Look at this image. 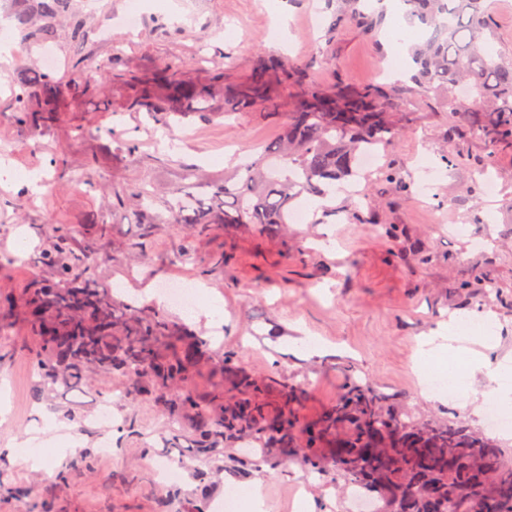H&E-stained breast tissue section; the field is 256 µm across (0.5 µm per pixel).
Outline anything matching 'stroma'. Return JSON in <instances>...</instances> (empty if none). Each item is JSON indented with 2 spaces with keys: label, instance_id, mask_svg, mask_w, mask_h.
Listing matches in <instances>:
<instances>
[{
  "label": "stroma",
  "instance_id": "1",
  "mask_svg": "<svg viewBox=\"0 0 512 512\" xmlns=\"http://www.w3.org/2000/svg\"><path fill=\"white\" fill-rule=\"evenodd\" d=\"M175 13H151L137 33L121 23L128 0H95L100 21L83 43L63 42L53 51L60 60L86 59L84 82L104 89L94 102L65 106L55 127L34 131L11 119V86L30 66L32 54L14 41L18 62L0 69V155L17 172L45 176L42 204L30 205L20 184L0 183V298L29 282L50 277L42 252L52 227L69 225L77 241L95 243L87 266L100 285L136 297L177 323L210 335L206 306L193 314L149 300L159 284L205 281L224 308V332L211 364L198 373L194 387L206 393L219 383L220 352L237 351L242 371L298 388L296 411L311 420L336 402L351 377L409 408L422 421L461 422L486 431L487 413L461 400L429 399L419 390L413 357L420 340L471 309L492 312L501 327L497 355H512V143L488 152L471 139L469 113L449 110L445 95L430 93L411 111L398 115L400 137L380 152L381 167L411 172L423 165L440 168L428 202L402 196L393 184L361 182L357 197L337 193L308 223L289 225L269 237L250 224L215 227L184 241L181 228L161 225L145 236L139 213L112 206L107 186L139 184L156 196L186 185L212 194L224 172L275 141L286 120L285 89L277 113L253 109L224 115V99L212 102L208 120L190 114L161 123L125 111L127 91L111 82L105 62L121 59L138 70L167 63L187 77L223 71L225 84L247 76L263 57L289 56L306 66L310 78L328 87L337 78L351 83L380 81L393 47L384 34L370 38L344 25L327 41L323 0H171ZM115 128L113 139L105 129ZM136 140L128 153L125 143ZM66 152L78 178L56 182L52 161ZM487 167L493 194L476 186L477 168ZM202 171L188 182L189 171ZM198 260L221 252L223 269L200 276L196 263H169L182 243ZM149 265H140L141 254ZM0 340V378L7 396L0 404V450L10 462L9 478L33 485L32 497L0 496V512H154L151 467L160 448L113 450L99 457L93 473L72 476L65 494L56 491L57 471L66 460L63 447H85L112 434L96 420L100 384L80 393L57 392L34 401L31 333L19 315L6 320ZM78 405L79 417L63 418L61 408ZM262 481L265 512H349L347 487L335 474L310 472L295 452L241 478V485Z\"/></svg>",
  "mask_w": 512,
  "mask_h": 512
}]
</instances>
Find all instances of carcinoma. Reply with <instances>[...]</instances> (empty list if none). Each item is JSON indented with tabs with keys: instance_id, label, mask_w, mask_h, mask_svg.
Instances as JSON below:
<instances>
[{
	"instance_id": "carcinoma-1",
	"label": "carcinoma",
	"mask_w": 512,
	"mask_h": 512,
	"mask_svg": "<svg viewBox=\"0 0 512 512\" xmlns=\"http://www.w3.org/2000/svg\"><path fill=\"white\" fill-rule=\"evenodd\" d=\"M324 2L329 38L348 22L373 35L386 19L383 0L376 6L368 0ZM492 2L400 0L404 15L422 31L411 47L414 73L408 85L354 84L340 78L321 88L302 65L282 57L261 60L224 92V110L274 105L281 102L280 87H297L278 140L224 177L207 203L177 188L161 202L164 213H154L156 200L140 185L111 187L108 199L139 207L148 235L159 224L175 223L196 234L215 224H253L260 233L276 236L303 194L324 201L336 183L357 176L361 155L399 135L396 113L417 106L432 91L443 90L455 101L457 88L469 84L468 97L480 108L470 121V136L490 147L511 138L512 59L492 51ZM7 3L17 33L32 47L63 39L77 43L88 34L83 0ZM82 63L80 58L67 61L62 77L40 68L18 72L13 119L37 131L55 124L64 104L97 96L98 89L79 77ZM121 75L130 89L127 111L164 123L187 112L206 119L223 81L220 71L183 79L168 64L144 73L125 69ZM53 167L61 181L74 176L63 153ZM376 178L409 195L403 171L384 169ZM52 239L45 261L53 276L8 297L7 310L23 317L35 341L36 399L89 377L110 379L125 383L130 405H150L170 433L187 432L192 454L176 462L194 464L197 494L187 500L159 494L156 512H210L209 480L226 475L236 481L266 462L273 448H295L310 470L329 466L362 494L378 493L382 505L375 512H512V461L503 449L461 422H419L410 409L389 403L366 383L351 380L336 403L302 423L295 417L298 395L292 387L281 386L280 409L270 412L267 396L273 382L240 373L238 353L228 351L223 366L242 397H224L222 383L204 396L197 394L193 381L210 361L212 339L159 312L116 300L81 266L90 245L74 252L68 225L55 226ZM117 431V443L149 448L135 411L124 414ZM97 456L91 446L70 456L59 472L57 492L63 493L72 474L92 472ZM8 470L6 455L0 453V494L30 496L28 486L6 483Z\"/></svg>"
}]
</instances>
